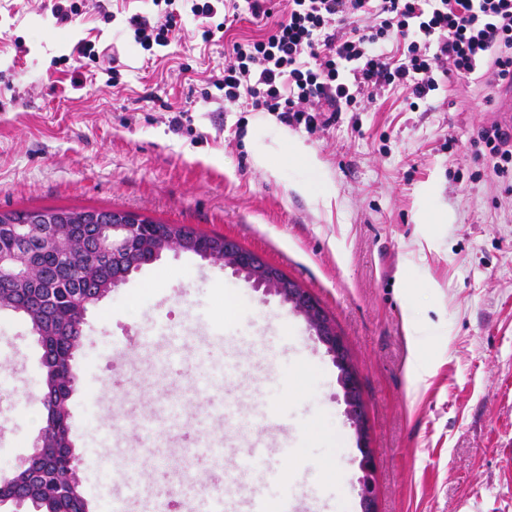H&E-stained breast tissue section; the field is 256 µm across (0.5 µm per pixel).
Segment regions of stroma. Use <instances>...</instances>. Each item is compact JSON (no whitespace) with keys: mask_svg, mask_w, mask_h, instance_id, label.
I'll return each mask as SVG.
<instances>
[{"mask_svg":"<svg viewBox=\"0 0 512 512\" xmlns=\"http://www.w3.org/2000/svg\"><path fill=\"white\" fill-rule=\"evenodd\" d=\"M78 5L60 23L54 4ZM117 0H0V212L118 208L217 233L279 266L332 316L358 372L375 460L378 512H512V175L481 132L502 122L499 88L437 75L418 109L399 90L310 132L279 113L224 102L227 43L259 38L243 16L203 42L187 0H132L150 23L182 17L179 41L149 52ZM90 40L117 75L77 68ZM188 119L172 131L170 118ZM303 141L316 168L274 175L254 156ZM305 182L310 192L300 193ZM181 350L169 354L170 341ZM240 361L199 386L197 359ZM42 350L27 319L0 311V469L27 457L44 408ZM429 375L415 383L413 368ZM69 400L78 474L93 512H112L113 461L135 459L141 493L125 512H189L186 475L223 485L249 437L211 424L223 460L198 446L212 405L274 411L267 495L307 512H360L356 435L338 371L302 317L274 294L190 252L170 251L88 311ZM177 402L170 438L144 429Z\"/></svg>","mask_w":512,"mask_h":512,"instance_id":"1","label":"stroma"}]
</instances>
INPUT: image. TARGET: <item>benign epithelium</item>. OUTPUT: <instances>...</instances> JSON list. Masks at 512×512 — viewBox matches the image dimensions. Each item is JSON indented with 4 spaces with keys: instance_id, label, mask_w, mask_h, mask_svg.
Returning a JSON list of instances; mask_svg holds the SVG:
<instances>
[{
    "instance_id": "7a95c632",
    "label": "benign epithelium",
    "mask_w": 512,
    "mask_h": 512,
    "mask_svg": "<svg viewBox=\"0 0 512 512\" xmlns=\"http://www.w3.org/2000/svg\"><path fill=\"white\" fill-rule=\"evenodd\" d=\"M110 228H112V260L119 261L131 253L130 247L139 235L140 224L133 213L116 210ZM37 233L42 241L50 244L58 253H66V244L58 237L56 225L39 224ZM184 244L185 241L181 237L175 234L169 235L160 230L149 241L147 247L151 252V261L155 262L168 251L184 249ZM30 254L31 251L24 236L20 237L18 246L12 251L0 252V281L7 280L18 287L25 284L32 272ZM201 256L224 269H232L237 275H245L254 288L280 296L305 319L312 335L325 346L333 363L340 369L339 381L344 391L346 413L354 426L357 447L360 448L362 471L359 493L360 512H377L375 465L367 437V412L361 397L357 372L350 361L345 342L336 332L333 322L320 304L300 284L282 276L277 267L243 249L236 242L226 238L224 246L207 250L201 253Z\"/></svg>"
}]
</instances>
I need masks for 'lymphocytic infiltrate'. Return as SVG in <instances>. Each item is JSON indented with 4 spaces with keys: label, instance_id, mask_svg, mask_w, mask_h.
<instances>
[{
    "label": "lymphocytic infiltrate",
    "instance_id": "f902f5d3",
    "mask_svg": "<svg viewBox=\"0 0 512 512\" xmlns=\"http://www.w3.org/2000/svg\"><path fill=\"white\" fill-rule=\"evenodd\" d=\"M248 9L268 29L233 44L218 89L310 131L388 87L416 109L442 67L452 79L478 73L512 86V0H248ZM128 23L147 51L170 46L180 28L172 14Z\"/></svg>",
    "mask_w": 512,
    "mask_h": 512
}]
</instances>
